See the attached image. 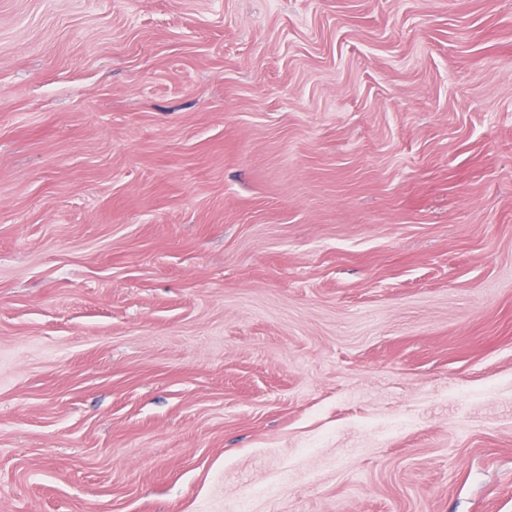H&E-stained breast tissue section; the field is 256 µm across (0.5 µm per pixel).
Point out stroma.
I'll return each mask as SVG.
<instances>
[{
  "instance_id": "stroma-1",
  "label": "stroma",
  "mask_w": 512,
  "mask_h": 512,
  "mask_svg": "<svg viewBox=\"0 0 512 512\" xmlns=\"http://www.w3.org/2000/svg\"><path fill=\"white\" fill-rule=\"evenodd\" d=\"M0 512H512V0H0Z\"/></svg>"
}]
</instances>
